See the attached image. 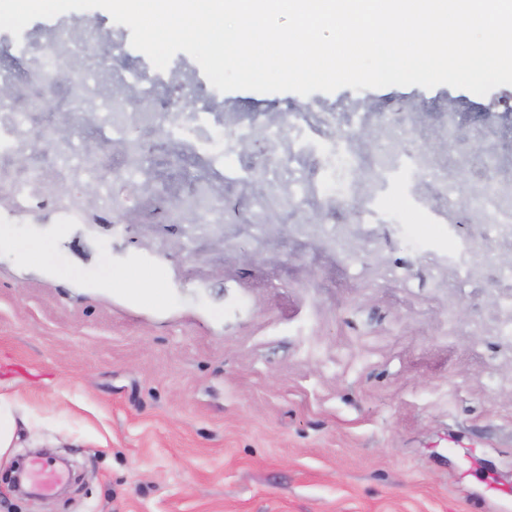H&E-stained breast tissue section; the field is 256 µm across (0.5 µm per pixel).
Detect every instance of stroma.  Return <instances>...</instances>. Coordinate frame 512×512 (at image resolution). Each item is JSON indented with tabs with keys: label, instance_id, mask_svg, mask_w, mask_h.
<instances>
[{
	"label": "stroma",
	"instance_id": "35a3bbf8",
	"mask_svg": "<svg viewBox=\"0 0 512 512\" xmlns=\"http://www.w3.org/2000/svg\"><path fill=\"white\" fill-rule=\"evenodd\" d=\"M98 16L112 61L87 113L136 74L165 112L181 76L221 113L224 160L156 123L90 130L41 143L38 163L92 141L106 223L0 203V394L18 423L0 474L69 462L38 495L0 482V512H512V224L456 205L490 179L512 190V85L219 93L190 55L157 70ZM83 17L0 30V77L32 86L38 56L18 44ZM43 91L37 122L74 124L67 81ZM305 108L324 118L294 130ZM273 121L363 159L423 155L431 176L365 168L360 207L325 199L312 165L266 140ZM200 192L212 209L170 216ZM133 268L161 302L105 278Z\"/></svg>",
	"mask_w": 512,
	"mask_h": 512
}]
</instances>
